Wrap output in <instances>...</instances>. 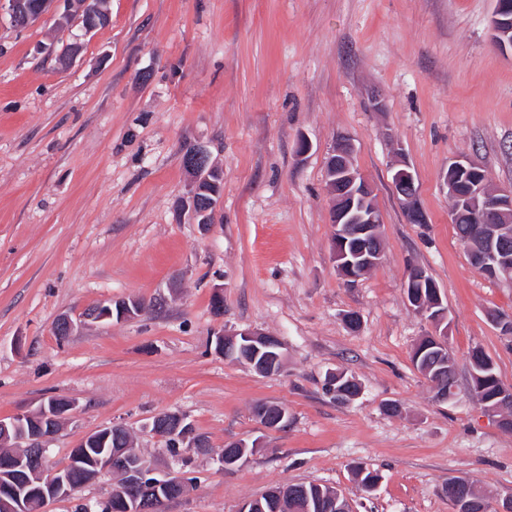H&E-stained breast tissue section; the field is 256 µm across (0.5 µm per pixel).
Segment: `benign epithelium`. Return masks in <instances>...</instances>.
<instances>
[{
  "instance_id": "benign-epithelium-1",
  "label": "benign epithelium",
  "mask_w": 512,
  "mask_h": 512,
  "mask_svg": "<svg viewBox=\"0 0 512 512\" xmlns=\"http://www.w3.org/2000/svg\"><path fill=\"white\" fill-rule=\"evenodd\" d=\"M55 0H40V7L34 11L25 8L23 0H0V10L5 8L14 27L21 29L34 23ZM103 0H82L81 8L76 11L85 33L89 34L109 23V12ZM512 10L509 0H502L495 5L491 16V28L500 47L512 46V27L507 26L504 13ZM352 144L349 139L336 141L330 154V186L334 187L332 196V253L339 275L349 285L355 283L359 276L380 263L381 250L371 247V242L380 238V214L374 201L370 184L351 163ZM206 148L200 144L184 157L192 180L183 202L193 216H202L199 225L202 229L211 228L206 215L210 207L202 204L199 196V177L194 169L206 163ZM443 185L451 200L466 204L473 211L481 224V232L467 252L473 267L482 275L494 279L512 278V189H500L491 186L490 177L484 167L468 157H454L448 161V168L442 174ZM393 185L413 224L423 223L417 201L415 178L404 163L393 175ZM429 288L431 301L424 300L421 288ZM407 300L414 309L431 320L435 326L442 327L447 318L446 308L438 290L417 267L408 270L406 279ZM247 340L253 356L250 365L263 375L275 372L276 365L282 361L278 352L280 343L275 338L253 330L236 331L217 337V350L224 354L226 360H237L236 344L238 339ZM490 405L487 413L497 417L500 426L512 429V396L502 394L488 399ZM76 412V403L72 400L55 398L50 406L36 412L19 414L7 420L0 419V443L25 444L22 453H4L0 457L23 470L28 469L30 453L34 450H47L46 442L52 437L53 426L71 418ZM149 432L156 436H165L182 448H196L200 441L193 425L186 418L176 413H164L154 416L147 425ZM119 472L122 483L136 484L141 487L142 497L132 503H125L126 512H155L161 505H166L182 496L189 484L176 474H166L161 478L155 476V467L144 456L133 454L128 448H114L96 466L94 478L99 479L109 473ZM35 482L43 485L36 491L38 499L31 498L30 493L18 490L10 504L11 512H43V507L50 500H59L72 494L67 480L58 472L46 474L33 471ZM456 494L449 498L454 512H469L476 507L466 491L475 486L469 478L458 477L449 481Z\"/></svg>"
}]
</instances>
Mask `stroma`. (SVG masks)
Returning <instances> with one entry per match:
<instances>
[{"instance_id": "stroma-1", "label": "stroma", "mask_w": 512, "mask_h": 512, "mask_svg": "<svg viewBox=\"0 0 512 512\" xmlns=\"http://www.w3.org/2000/svg\"><path fill=\"white\" fill-rule=\"evenodd\" d=\"M64 9L55 0L22 30L0 17V418L74 400L51 469L123 425L159 471L195 476L168 512H238L287 481L335 488L355 512H453L454 476L511 495L512 431L474 394L467 354L480 348L512 386V336L491 319L512 316V281L471 265L441 180L464 156L512 188V55L493 42V0H109V24L62 70ZM342 137L382 218V260L351 287L333 261L326 177ZM188 142L224 172L206 232L178 208ZM402 161L420 224L392 185ZM413 265L447 309V402L412 361L435 332L406 300ZM128 299L144 312L54 333L60 316ZM248 328L281 341L280 373L216 352L218 334ZM340 370L360 385L345 404L323 389ZM261 404L286 408L287 426L263 428ZM166 412L208 448L172 458L144 430ZM256 438L246 464L224 468L226 443ZM361 467L378 474L373 490Z\"/></svg>"}]
</instances>
